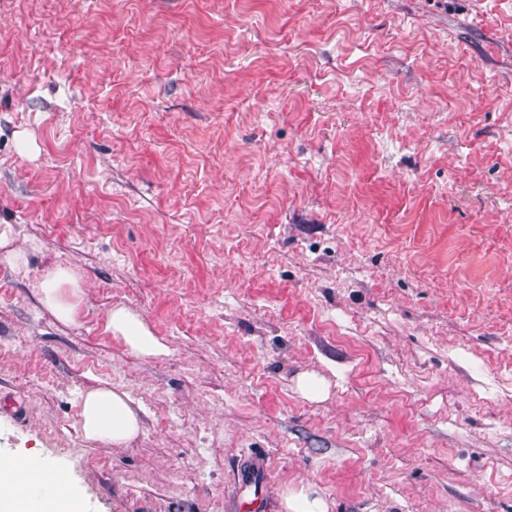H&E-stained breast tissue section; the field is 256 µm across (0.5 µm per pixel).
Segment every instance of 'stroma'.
I'll return each instance as SVG.
<instances>
[{"instance_id":"stroma-1","label":"stroma","mask_w":512,"mask_h":512,"mask_svg":"<svg viewBox=\"0 0 512 512\" xmlns=\"http://www.w3.org/2000/svg\"><path fill=\"white\" fill-rule=\"evenodd\" d=\"M4 224L0 456L82 512H512V0H0ZM40 287L45 307L59 320L75 322L82 291L74 272L66 267H56L46 274ZM105 324L106 331L122 338L132 351L142 356H159L167 352V347L140 316L125 307L110 310ZM82 429L88 439L128 444L140 431V419L123 391L99 387L87 391L81 401ZM284 512H329V505L310 485H291L281 495Z\"/></svg>"}]
</instances>
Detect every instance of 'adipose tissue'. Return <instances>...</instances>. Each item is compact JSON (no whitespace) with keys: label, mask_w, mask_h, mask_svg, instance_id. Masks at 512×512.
Segmentation results:
<instances>
[{"label":"adipose tissue","mask_w":512,"mask_h":512,"mask_svg":"<svg viewBox=\"0 0 512 512\" xmlns=\"http://www.w3.org/2000/svg\"><path fill=\"white\" fill-rule=\"evenodd\" d=\"M42 302L59 320L75 322L81 288L74 272L66 267L49 271L41 283ZM106 329L120 337L134 352L150 357L165 354L166 346L154 336L140 316L127 308L109 311ZM81 422L92 440L124 445L140 431V419L125 392L109 387L87 391L81 401ZM44 474L28 459L16 457L0 462V512H77L79 505L68 490L64 475H57L50 499L31 507L32 491L42 485Z\"/></svg>","instance_id":"adipose-tissue-1"}]
</instances>
